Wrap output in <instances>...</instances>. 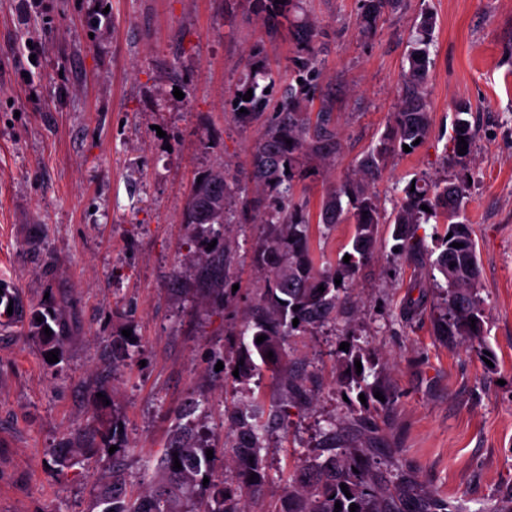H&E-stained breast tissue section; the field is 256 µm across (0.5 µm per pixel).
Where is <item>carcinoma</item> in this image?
I'll list each match as a JSON object with an SVG mask.
<instances>
[{
  "label": "carcinoma",
  "instance_id": "obj_1",
  "mask_svg": "<svg viewBox=\"0 0 512 512\" xmlns=\"http://www.w3.org/2000/svg\"><path fill=\"white\" fill-rule=\"evenodd\" d=\"M269 34L287 26L294 32L298 43L292 59V83L282 95L280 112L266 117L270 100L266 87L256 76H251L237 90L234 107L237 122L243 127H258L251 153L250 170L233 173L228 167L213 169L201 175V183L186 205L183 223L200 228V250L206 260L199 276L206 288L204 297L222 307L232 297L229 275L234 256L228 245L208 248V243L221 240L220 228L229 219L238 224H263L269 229L265 241L254 254V262L263 271L265 284L257 298V312L245 329L251 331V345L244 347L235 362L239 377L252 375L253 357H258L272 379L286 385L287 400L301 402L307 399L302 381L288 376L283 360V344L288 336H305L336 319V310L343 294L362 266L372 260L377 244L378 224L382 209L374 191V184L386 167L389 157L403 152V145L416 149V139H424L429 131L430 106L427 98V77L430 65V45L435 21L429 11L421 14L416 35L407 56L408 69L403 74L404 94L390 124L379 143L371 147L358 161L355 177L327 189L322 198L318 223L329 227L348 220L353 224L349 262L338 259L323 269L316 267L309 251L310 227L307 203L297 201L294 188L309 174L314 160L325 161L336 155L340 142L333 122V102L324 97L316 120H311L308 106L314 102L317 78L322 61L315 42L320 31L316 26L299 18L303 0H253ZM401 0H361L357 21L360 32L369 35L376 31L379 20ZM252 98L243 100L247 91ZM246 112H240V109ZM452 132L448 138L449 151L454 163L459 164L470 155L475 131L470 121L472 109L468 102L459 101L453 107ZM464 137L468 147L458 154V137ZM254 183L257 195L241 201L240 210L232 209L235 195L246 193L243 180ZM468 176L460 171L443 179L417 175L407 183L396 204L390 223L394 224V248L409 255L424 246L416 237L422 224L435 220L446 225L444 232L436 233V255L431 268L445 281L441 287L444 309L436 321L437 331L444 336H465L478 340L484 335L485 315L480 295L479 266L476 241L471 224L465 217V198ZM427 206L426 212L421 206ZM461 247L455 248L453 244ZM455 266H450V263ZM341 279L335 284V279ZM324 291H318L319 287ZM42 321H36V318ZM298 325H293V319ZM55 321L51 310L35 311L30 317L32 329L44 334L43 328ZM266 339L258 344L257 337ZM273 358H267L268 352ZM362 361L363 371L356 373L355 361ZM342 384L366 397L384 392V386L375 364L358 348H351L342 359ZM236 440L230 448L237 467V487L211 490L203 479L212 477L224 457L209 459L206 447L184 444L177 440L158 459L156 480L150 490L136 497L125 494L126 476L119 465L112 466L108 481L99 485L97 506L101 512H246L242 503L260 495L267 482L262 450L268 425L251 405L239 406L231 416ZM179 459L181 468L174 467ZM375 458L360 449L325 461L311 460L306 469L313 473L314 481L308 487L291 485L284 495L288 507L281 512H446L448 507L431 493H425L412 483L398 487H382L375 480ZM347 485L351 497H346L341 485Z\"/></svg>",
  "mask_w": 512,
  "mask_h": 512
}]
</instances>
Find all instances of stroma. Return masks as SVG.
<instances>
[{
    "mask_svg": "<svg viewBox=\"0 0 512 512\" xmlns=\"http://www.w3.org/2000/svg\"><path fill=\"white\" fill-rule=\"evenodd\" d=\"M47 4L0 0V272L17 280L28 310L51 308L62 358L46 361L30 327L0 337V512H99L98 482L116 463L128 492L145 493V466L182 431L230 447L227 416L244 403L269 424L268 482L252 512L281 502L307 460L335 445L377 449L379 483L414 482L448 512H512V0H403L370 36L357 28L358 0H307L341 144L296 188L313 215L385 133L413 24L433 12L429 134L390 157L375 191L389 209L415 174H453L452 105L471 103L465 216L485 333L480 350L436 334L442 299L429 252L398 255L392 225H379L374 258L336 321L284 343L289 371L309 379L304 405L284 404L264 367L240 383L216 369L250 341L242 327L264 286L252 256L265 229L225 225L238 289L216 309L196 293L199 229L182 221L199 175L248 169L257 130L239 125L234 96L258 67L272 72L280 100L291 33L270 36L250 0ZM351 232L311 224L316 266L336 262ZM127 329L133 357L113 364L112 341ZM344 342L370 354L392 396L381 442L353 424L368 407L340 383ZM102 422L127 448L119 458L101 449Z\"/></svg>",
    "mask_w": 512,
    "mask_h": 512,
    "instance_id": "35a3bbf8",
    "label": "stroma"
}]
</instances>
